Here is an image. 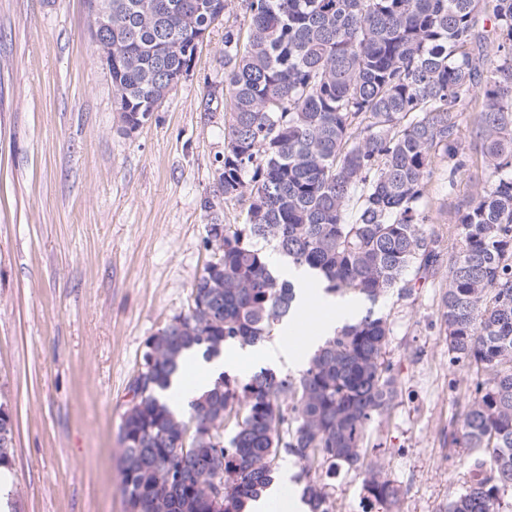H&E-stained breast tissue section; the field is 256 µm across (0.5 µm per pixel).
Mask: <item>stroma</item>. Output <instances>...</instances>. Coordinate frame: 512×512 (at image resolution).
Instances as JSON below:
<instances>
[{"mask_svg":"<svg viewBox=\"0 0 512 512\" xmlns=\"http://www.w3.org/2000/svg\"><path fill=\"white\" fill-rule=\"evenodd\" d=\"M199 44L188 76L133 133L97 61L84 0H0V400L16 420L10 512H127L121 422L147 338L191 303L211 255L210 225L245 207L217 187L224 154V30ZM456 176L436 169L431 226L450 237L459 204L488 179L468 139ZM445 276L376 304L393 327L398 398L371 428L400 512H446L467 448L448 445L469 377L448 362L438 314ZM336 512H378L361 480L332 481Z\"/></svg>","mask_w":512,"mask_h":512,"instance_id":"obj_1","label":"stroma"}]
</instances>
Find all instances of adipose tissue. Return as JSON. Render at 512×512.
<instances>
[{"mask_svg": "<svg viewBox=\"0 0 512 512\" xmlns=\"http://www.w3.org/2000/svg\"><path fill=\"white\" fill-rule=\"evenodd\" d=\"M273 273L289 281L294 288L291 315L295 320L320 317L317 335L298 340L280 335L272 342L246 348L234 344L225 348L223 356L212 360L205 359L197 348L184 350L179 358L180 371L171 376L169 389L160 394L173 412L185 411L191 400L211 390L223 375L238 372L248 361L277 371L304 369L318 346L355 317L357 309L354 303L317 287L315 272L281 262L274 265ZM245 512H310V506L289 474L281 473L258 497L246 503Z\"/></svg>", "mask_w": 512, "mask_h": 512, "instance_id": "obj_1", "label": "adipose tissue"}]
</instances>
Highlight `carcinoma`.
Here are the masks:
<instances>
[{"label": "carcinoma", "mask_w": 512, "mask_h": 512, "mask_svg": "<svg viewBox=\"0 0 512 512\" xmlns=\"http://www.w3.org/2000/svg\"><path fill=\"white\" fill-rule=\"evenodd\" d=\"M89 29L112 47L121 128L190 72L219 0H107L112 25ZM247 27L224 29L226 201L247 200L244 223L222 241L191 288L188 311L150 336L123 413L121 491L129 512H243L293 458L316 477L311 512H333L329 476L362 475L366 499L398 508L402 490L379 459L366 460L369 428L398 397L387 358L392 328L374 310L327 338L297 375L262 368L226 376L174 413L160 400L183 350L253 346L288 322L293 286L271 271L281 257L322 278L325 292L372 304L411 299L448 265L440 317L448 360L471 379L448 445L477 448L448 512H500L512 489V0H243ZM497 42L487 65L483 42ZM482 100L486 184L456 212L453 242L429 228L428 186L466 165L459 105ZM360 187L357 214L347 215ZM197 451L184 455L188 427ZM224 467V488L211 472Z\"/></svg>", "instance_id": "1"}]
</instances>
